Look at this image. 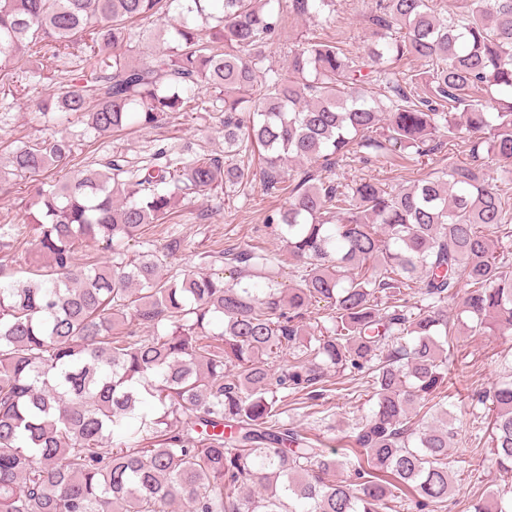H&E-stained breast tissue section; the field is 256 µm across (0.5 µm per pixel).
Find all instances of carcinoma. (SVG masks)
<instances>
[{
  "mask_svg": "<svg viewBox=\"0 0 512 512\" xmlns=\"http://www.w3.org/2000/svg\"><path fill=\"white\" fill-rule=\"evenodd\" d=\"M334 2L0 0V73L15 74L3 92L25 96L35 68L63 63V90L36 105L44 127L78 113L116 133L207 109L224 137L222 158L159 145L141 168L115 156L61 182L49 172L73 144L52 133L0 167V185L25 182L31 209L29 227L0 224V512H168L178 500L189 512H386L398 499L436 512L448 498V300L468 288L471 336L512 330V251L499 244L512 239V194L486 172L490 157L512 165V0H466L449 19L433 0H375L365 53L304 37L288 75L268 74L287 15L327 22ZM173 5L176 22L147 35L151 56L121 51L130 21ZM404 57L423 69L395 70ZM367 79L378 96L361 92ZM444 144L465 160L409 187L336 175L363 148L393 163ZM291 159L317 174L290 180ZM256 179L288 194L267 217L296 260L288 288L263 247L210 254L230 283L164 276L177 238L128 254L184 191ZM88 242L109 263L80 262ZM23 255L34 276L2 280ZM314 302L330 326L308 338ZM326 368L367 379L376 399L352 439L351 483L281 419L288 399L324 395ZM475 403L491 412L492 460L512 471V381ZM432 412L442 425L425 421ZM255 482L259 495H240ZM473 512L512 502L494 493Z\"/></svg>",
  "mask_w": 512,
  "mask_h": 512,
  "instance_id": "obj_1",
  "label": "carcinoma"
}]
</instances>
